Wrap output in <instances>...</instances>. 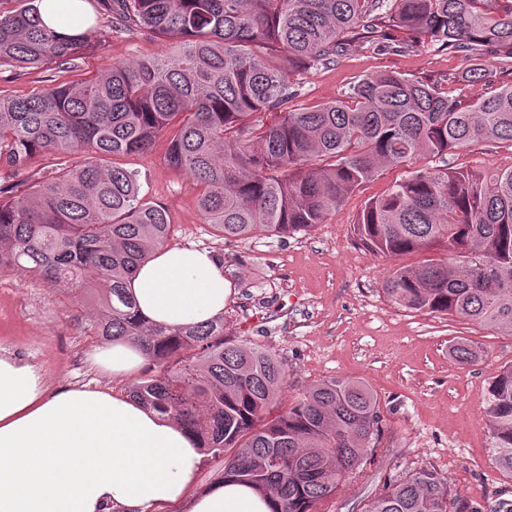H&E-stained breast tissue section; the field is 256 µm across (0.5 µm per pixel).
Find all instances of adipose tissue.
<instances>
[{
    "label": "adipose tissue",
    "instance_id": "adipose-tissue-1",
    "mask_svg": "<svg viewBox=\"0 0 512 512\" xmlns=\"http://www.w3.org/2000/svg\"><path fill=\"white\" fill-rule=\"evenodd\" d=\"M140 315L179 326L224 311L230 290L211 251L157 249L127 280ZM146 360L135 344L98 349L95 365L117 375ZM203 457L177 421L133 399L88 387L50 390L40 368L0 353V512H151L180 500ZM251 487L217 482L188 512H271Z\"/></svg>",
    "mask_w": 512,
    "mask_h": 512
}]
</instances>
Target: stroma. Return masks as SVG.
Returning <instances> with one entry per match:
<instances>
[{
	"instance_id": "obj_1",
	"label": "stroma",
	"mask_w": 512,
	"mask_h": 512,
	"mask_svg": "<svg viewBox=\"0 0 512 512\" xmlns=\"http://www.w3.org/2000/svg\"><path fill=\"white\" fill-rule=\"evenodd\" d=\"M173 47L171 39L147 33L117 35L67 78L81 80L111 64L163 59ZM463 69L459 57L431 47L396 52L357 43L335 63L297 73L303 89L297 103L334 100L353 81L385 71L429 79L446 90L461 87L471 97L487 92L481 83L460 86ZM167 146V136H160L150 152L121 156L117 163L136 171L142 195L166 209L173 226L168 247L194 246L220 259L231 290L224 305L225 338L260 345L283 360V404L336 377L363 381L378 397L377 448L316 512H365L386 484L421 469L447 477L448 512L512 501V478L491 461L483 400L491 378L512 364V336L397 307L381 289L394 259L365 250L350 232L366 201L400 180L404 168L382 169L310 232L285 238L257 233L227 242L204 224L192 177L167 165ZM449 161L462 169L508 166L512 143L483 141L456 151ZM98 313L95 294L52 288L19 270L0 271V349L40 367L50 388L90 385L124 394L134 380L159 375L153 361L134 377L93 365L92 354L103 344L89 328ZM461 342L480 347L477 363L451 357Z\"/></svg>"
}]
</instances>
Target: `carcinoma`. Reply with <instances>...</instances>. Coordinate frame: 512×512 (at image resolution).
<instances>
[{
	"instance_id": "cac0c4a2",
	"label": "carcinoma",
	"mask_w": 512,
	"mask_h": 512,
	"mask_svg": "<svg viewBox=\"0 0 512 512\" xmlns=\"http://www.w3.org/2000/svg\"><path fill=\"white\" fill-rule=\"evenodd\" d=\"M0 0V66H79L112 34L175 37L164 61L109 65L82 82L53 79L26 96L0 95V269L20 268L73 292L91 285L104 306L91 328L138 345L162 367L130 397L178 421L224 456L223 481L268 494L273 512H314L363 464L380 435L379 401L363 382L323 381L271 415L282 360L224 339V319L149 324L126 280L171 234L165 209L140 197L138 175L111 159L150 151L170 133L167 164L200 188L204 223L226 241L288 237L326 222L384 168L408 167L352 225L368 251L396 258L382 290L409 311L459 317L512 334V165L491 172L427 166L481 140L512 142V83L464 99L417 77L367 75L341 98L295 109L291 72L326 65L355 43L382 47L392 31L465 64L463 80L495 82L492 56L512 71V0H97L106 22L47 29L32 5ZM288 54L292 71L278 63ZM80 155L35 183L40 155ZM461 363L479 350L452 348ZM491 460L512 476V365L484 391ZM447 479L416 470L366 512H448Z\"/></svg>"
}]
</instances>
